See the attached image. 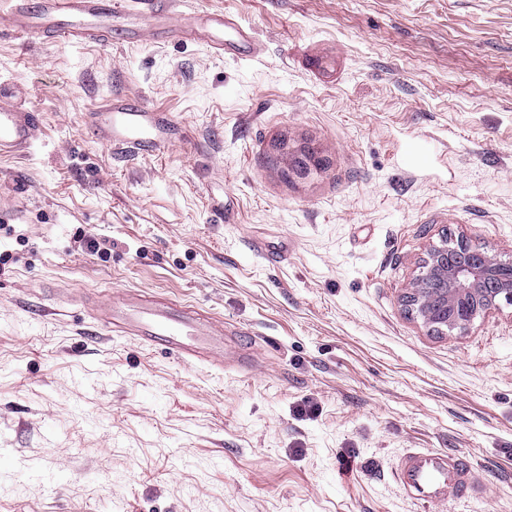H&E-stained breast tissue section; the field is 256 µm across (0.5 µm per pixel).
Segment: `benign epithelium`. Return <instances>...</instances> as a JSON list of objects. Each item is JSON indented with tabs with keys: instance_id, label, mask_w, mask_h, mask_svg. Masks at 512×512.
I'll return each instance as SVG.
<instances>
[{
	"instance_id": "7a95c632",
	"label": "benign epithelium",
	"mask_w": 512,
	"mask_h": 512,
	"mask_svg": "<svg viewBox=\"0 0 512 512\" xmlns=\"http://www.w3.org/2000/svg\"><path fill=\"white\" fill-rule=\"evenodd\" d=\"M315 163L311 150L290 153L289 166L299 174ZM406 302L430 330L462 333L476 319L512 306V275H503L499 262L484 253L442 241L427 251Z\"/></svg>"
}]
</instances>
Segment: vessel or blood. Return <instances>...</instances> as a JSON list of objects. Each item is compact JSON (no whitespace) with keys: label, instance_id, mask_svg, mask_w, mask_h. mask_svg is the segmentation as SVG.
<instances>
[{"label":"vessel or blood","instance_id":"obj_1","mask_svg":"<svg viewBox=\"0 0 512 512\" xmlns=\"http://www.w3.org/2000/svg\"><path fill=\"white\" fill-rule=\"evenodd\" d=\"M0 17V32L16 37H47L66 41L79 35L88 39L117 37L125 44L138 43L153 31L180 32L169 21L165 0H138L141 18L120 29L112 20L123 10L124 0H7ZM197 39L224 55H255L250 34L234 26L223 13L190 14L188 25ZM85 124L94 138L116 153L158 154L179 138L169 114L124 94L113 95L104 107L86 113ZM38 123L36 112L26 106L21 93L0 87V153L29 149ZM84 306L112 333L134 337L144 347L165 346L180 363L220 364L224 361V335L208 321L154 300L112 296L94 297ZM406 493L435 505L463 501L482 491L471 464L452 454L426 448L410 449L401 459L398 473Z\"/></svg>","mask_w":512,"mask_h":512}]
</instances>
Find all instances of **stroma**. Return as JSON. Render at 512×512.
I'll return each mask as SVG.
<instances>
[{"label":"stroma","instance_id":"obj_1","mask_svg":"<svg viewBox=\"0 0 512 512\" xmlns=\"http://www.w3.org/2000/svg\"><path fill=\"white\" fill-rule=\"evenodd\" d=\"M170 8L257 55L0 35L41 115L0 156V512H445L400 486L410 448L477 468L455 512H512V306L438 335L402 304L441 238L512 263V0ZM114 92L185 140L95 141ZM113 290L222 322L223 365L110 333L80 298ZM197 39L206 42L224 56L245 57L257 53L250 34L234 26L221 12L190 13L186 26Z\"/></svg>","mask_w":512,"mask_h":512}]
</instances>
